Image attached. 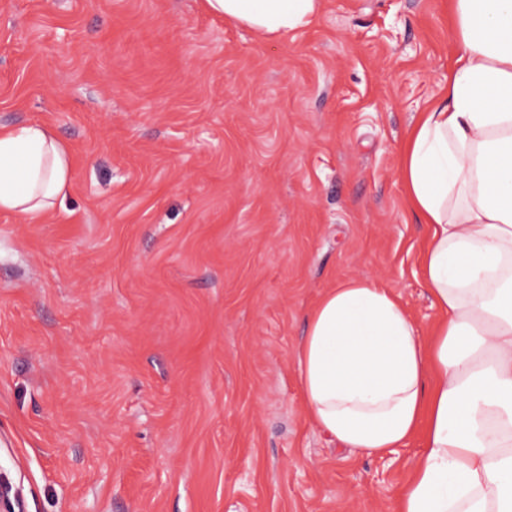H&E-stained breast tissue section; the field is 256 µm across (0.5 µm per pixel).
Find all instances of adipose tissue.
Listing matches in <instances>:
<instances>
[{
  "instance_id": "ef3b65f1",
  "label": "adipose tissue",
  "mask_w": 512,
  "mask_h": 512,
  "mask_svg": "<svg viewBox=\"0 0 512 512\" xmlns=\"http://www.w3.org/2000/svg\"><path fill=\"white\" fill-rule=\"evenodd\" d=\"M279 38L321 0H202ZM460 53L442 102L421 113L397 175L427 226L429 334L390 288L348 279L308 311L293 352L307 421L380 457L421 437L395 512H512V0H449ZM70 177L44 125L0 129V211L37 220Z\"/></svg>"
}]
</instances>
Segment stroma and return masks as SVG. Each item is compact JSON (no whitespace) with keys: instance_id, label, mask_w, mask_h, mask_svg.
<instances>
[{"instance_id":"1","label":"stroma","mask_w":512,"mask_h":512,"mask_svg":"<svg viewBox=\"0 0 512 512\" xmlns=\"http://www.w3.org/2000/svg\"><path fill=\"white\" fill-rule=\"evenodd\" d=\"M459 51L448 0H322L279 39L202 0H0V126L71 156L53 211L0 212L15 512H390L419 441L331 444L293 351L350 278L434 321L396 167Z\"/></svg>"}]
</instances>
